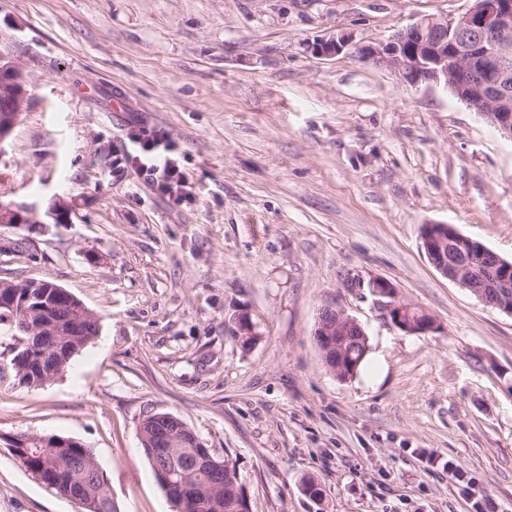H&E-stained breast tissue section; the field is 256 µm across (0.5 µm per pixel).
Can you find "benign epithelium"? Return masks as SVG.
Instances as JSON below:
<instances>
[{
	"instance_id": "7a95c632",
	"label": "benign epithelium",
	"mask_w": 512,
	"mask_h": 512,
	"mask_svg": "<svg viewBox=\"0 0 512 512\" xmlns=\"http://www.w3.org/2000/svg\"><path fill=\"white\" fill-rule=\"evenodd\" d=\"M353 43L346 33L333 35L315 44L314 51L322 55L342 52ZM364 60L392 70L403 84L442 85L453 95L479 112L498 133L512 141V0H473V5L455 17L422 16L405 28L395 32L387 41L356 46ZM0 97L9 102V108L0 114V144L11 134L20 111L27 99V75L14 57L0 52ZM29 209L12 203L0 206L1 224H26ZM421 239L426 256L432 266L445 279L469 288L482 301L487 290L501 289L492 304L501 312L512 316V263L489 252L480 242L464 237L450 224H427L422 227ZM12 281L0 280V308L15 310L19 305L42 297L30 291L24 298L11 292ZM378 306L391 323L408 333L427 334L438 329L435 319L426 312L413 318V306L396 300V287L386 279L370 283ZM55 303L68 307L75 315H85V306L70 292L59 287ZM235 336L244 343L255 335L254 327L246 315L235 319ZM361 324L343 311L331 306L323 308L318 320V339L324 352L336 349V337L344 336ZM76 336L79 321L73 320L63 327L45 322L35 336L14 335L13 351L21 348L46 351L49 337L59 336L63 329ZM150 421L139 424V433L145 447L154 456H164L174 447L175 434L187 433L188 427L178 421H165L162 431L152 438L145 436ZM196 466L224 472V482L234 493H240L237 474L228 462L216 460L209 453L195 458ZM159 482L168 496L184 512L187 499L176 472L157 469Z\"/></svg>"
}]
</instances>
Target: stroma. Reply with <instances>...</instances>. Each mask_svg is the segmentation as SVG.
<instances>
[{
  "mask_svg": "<svg viewBox=\"0 0 512 512\" xmlns=\"http://www.w3.org/2000/svg\"><path fill=\"white\" fill-rule=\"evenodd\" d=\"M470 5L0 0V51L28 74L0 201L38 210L0 224V279L50 281L100 318L38 388L0 334V512H77L21 467L19 434L91 448L117 512H175L141 445L155 412L231 462L249 512H512V316L443 278L421 240L450 224L512 261V141L442 86L313 50ZM139 125L175 143L188 200L115 164ZM377 278L437 331L396 328ZM328 305L368 337L346 381L314 336Z\"/></svg>",
  "mask_w": 512,
  "mask_h": 512,
  "instance_id": "35a3bbf8",
  "label": "stroma"
}]
</instances>
